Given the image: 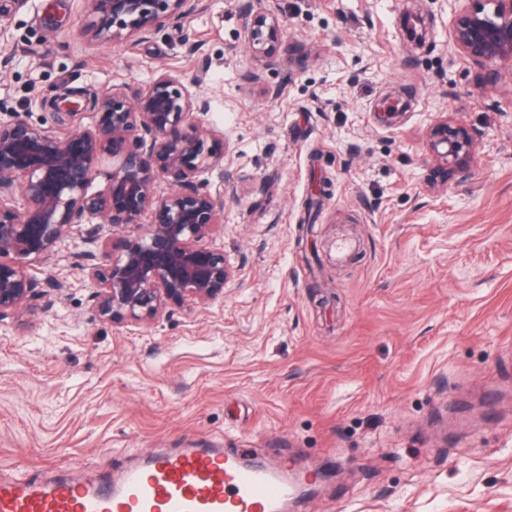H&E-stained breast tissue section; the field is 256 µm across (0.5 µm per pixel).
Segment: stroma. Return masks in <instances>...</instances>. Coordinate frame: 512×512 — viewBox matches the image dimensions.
I'll use <instances>...</instances> for the list:
<instances>
[{
  "instance_id": "obj_1",
  "label": "stroma",
  "mask_w": 512,
  "mask_h": 512,
  "mask_svg": "<svg viewBox=\"0 0 512 512\" xmlns=\"http://www.w3.org/2000/svg\"><path fill=\"white\" fill-rule=\"evenodd\" d=\"M254 5L304 63L256 61L236 0L111 47L81 38L84 0H0V106L46 128L57 95L90 128L88 96L207 65L200 121L233 174L203 177L224 196L209 244L237 269L206 307L112 324L76 265L79 231L28 264L66 287L0 323V477L22 460L85 482L221 448L319 473L289 512H512V69L479 91L450 0ZM446 118L470 127L474 160L437 188L427 132ZM341 236L357 244L343 263Z\"/></svg>"
}]
</instances>
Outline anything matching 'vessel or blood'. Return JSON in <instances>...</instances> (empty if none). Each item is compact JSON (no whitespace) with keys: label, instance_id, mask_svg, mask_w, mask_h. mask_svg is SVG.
<instances>
[{"label":"vessel or blood","instance_id":"b4317fda","mask_svg":"<svg viewBox=\"0 0 512 512\" xmlns=\"http://www.w3.org/2000/svg\"><path fill=\"white\" fill-rule=\"evenodd\" d=\"M295 494L282 472L217 448L152 456L116 480H0V512H280Z\"/></svg>","mask_w":512,"mask_h":512}]
</instances>
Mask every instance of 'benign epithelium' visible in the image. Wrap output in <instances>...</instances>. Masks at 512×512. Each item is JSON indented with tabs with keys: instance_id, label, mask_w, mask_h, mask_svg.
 <instances>
[{
	"instance_id": "obj_1",
	"label": "benign epithelium",
	"mask_w": 512,
	"mask_h": 512,
	"mask_svg": "<svg viewBox=\"0 0 512 512\" xmlns=\"http://www.w3.org/2000/svg\"><path fill=\"white\" fill-rule=\"evenodd\" d=\"M452 47L476 63L512 67V0H451ZM82 35L110 45L136 40L172 23L182 25L202 9V0H85ZM249 49L279 62L281 32L274 12L256 11L238 0ZM206 67L185 80L161 72L128 95L112 91L94 98V127H75L59 136L0 107V322L31 301L61 293L65 284L31 277L27 263L52 256L75 226L96 216L86 232L89 248L81 269L91 284L97 315L114 324L158 318L170 304L207 306L224 295L236 269L207 240L222 224L219 195L198 176L224 175L227 149L194 121L209 107ZM58 122L77 115L80 103L55 105ZM144 135L139 136L136 131ZM438 165L434 183L467 171L473 148L470 128L443 121L429 131ZM112 161L103 173L100 166ZM102 190L90 187L99 175ZM172 190L160 189V179ZM149 215L141 227L143 215ZM130 226L141 232L114 243L100 242V225Z\"/></svg>"
}]
</instances>
